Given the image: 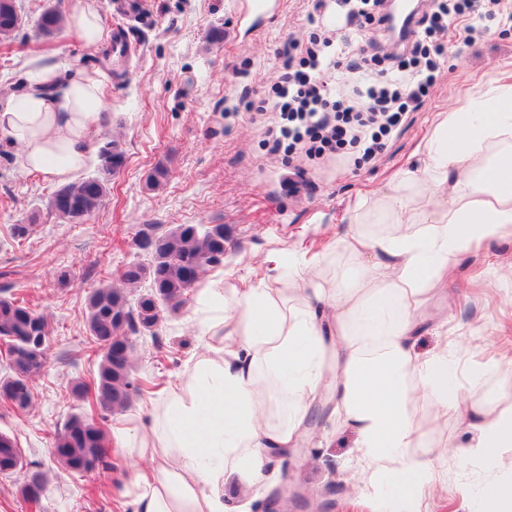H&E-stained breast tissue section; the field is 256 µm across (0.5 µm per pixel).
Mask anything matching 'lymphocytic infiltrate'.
Masks as SVG:
<instances>
[{
    "label": "lymphocytic infiltrate",
    "instance_id": "obj_1",
    "mask_svg": "<svg viewBox=\"0 0 512 512\" xmlns=\"http://www.w3.org/2000/svg\"><path fill=\"white\" fill-rule=\"evenodd\" d=\"M505 7V0H433L430 12L411 13L397 27L383 0H357L345 23L369 36L361 57L329 53L330 42L318 29L305 40L289 41L281 53L280 79L256 107L277 114L265 131L268 153L286 158L301 149L318 158L358 148L362 161H371L383 149L384 137L423 106L448 43L471 34L468 17ZM381 36L395 41L400 53H380ZM341 70L356 80L331 93L325 76Z\"/></svg>",
    "mask_w": 512,
    "mask_h": 512
}]
</instances>
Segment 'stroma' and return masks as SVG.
<instances>
[{"instance_id":"obj_1","label":"stroma","mask_w":512,"mask_h":512,"mask_svg":"<svg viewBox=\"0 0 512 512\" xmlns=\"http://www.w3.org/2000/svg\"><path fill=\"white\" fill-rule=\"evenodd\" d=\"M29 23L15 39L0 43V97L17 89V74L31 57L45 55L65 67L114 62L111 46L86 47L72 32L36 36L33 26L47 0H21ZM105 26L123 23L136 52L118 64L94 140H117L122 167L108 178L105 205L82 224L59 219L46 206L54 183L31 176L19 162V146L0 135V296H26L49 321V348L43 369L31 379L33 404L23 413L0 402V431L14 435L28 470L47 475L40 512H132L124 493L119 449L110 446L114 469L78 477L52 463L50 448L76 406L68 386L92 382L97 359L87 358L85 307L89 293L129 262L149 263L137 248L138 234L164 233L179 224H220L226 230L224 263L209 271L203 287L231 289L242 278L267 273L273 253L317 250L327 235L345 233L355 204L383 189L397 173L417 162L415 149L431 129L435 113L452 110L463 92H479L512 70V15L473 17V41L450 46L426 105L411 113L373 163L354 165L338 156L306 174L266 156L261 127L245 105L280 76L277 50L288 39H304L310 26L308 0H127L124 18L113 0H100ZM223 30L214 38V30ZM169 170L167 182L147 186L156 166ZM296 192H289V181ZM16 224L31 225L21 240ZM512 237L494 240L465 257L452 290L430 302V318L415 336V351L427 355L440 342L449 353H464L477 364L505 354L510 364L485 375L488 396L512 387ZM69 271L59 283L60 271ZM447 328H440V319ZM189 293L177 312L164 313L156 335L134 340L135 378L174 383L206 350ZM329 433L328 448H294L280 463V480L248 491L250 512H269L274 494L297 491L308 498L303 512H381L366 494V472L355 459L352 434L335 416L319 414L311 425ZM447 453L440 481L418 502L397 504V512H475L486 484L512 477V448L489 465L460 454L472 430L449 418Z\"/></svg>"}]
</instances>
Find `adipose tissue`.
Wrapping results in <instances>:
<instances>
[{"mask_svg": "<svg viewBox=\"0 0 512 512\" xmlns=\"http://www.w3.org/2000/svg\"><path fill=\"white\" fill-rule=\"evenodd\" d=\"M100 0H71L67 25L90 48L107 44ZM110 66L63 71L48 57L23 65L22 89L0 100V134L21 144V167L63 182L84 167L112 87ZM415 170L361 199L363 216L327 239L325 254L270 256L288 280L224 292L202 288L207 354L158 402L145 434L125 440L133 512H224L227 477L267 481L276 453L304 445L309 415L328 403L355 435L368 493L416 501L438 477L436 434L449 415L474 432L463 455L486 463L512 447V395L487 399L473 370L468 395L448 378V345L420 357L413 337L460 262L512 234V74L434 116ZM414 225L403 226L408 212ZM344 255V280L323 272Z\"/></svg>", "mask_w": 512, "mask_h": 512, "instance_id": "adipose-tissue-1", "label": "adipose tissue"}]
</instances>
